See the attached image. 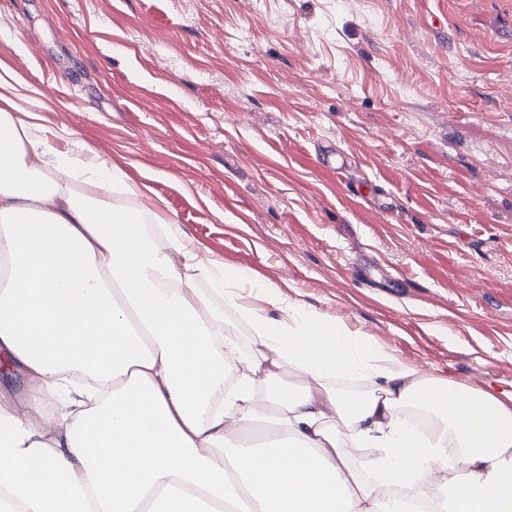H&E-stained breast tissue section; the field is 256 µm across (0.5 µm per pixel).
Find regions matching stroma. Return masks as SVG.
Listing matches in <instances>:
<instances>
[{
	"label": "stroma",
	"instance_id": "obj_1",
	"mask_svg": "<svg viewBox=\"0 0 512 512\" xmlns=\"http://www.w3.org/2000/svg\"><path fill=\"white\" fill-rule=\"evenodd\" d=\"M0 74L154 243L462 388L512 392V0H0ZM341 149L347 185L317 161ZM243 351L252 330L188 270Z\"/></svg>",
	"mask_w": 512,
	"mask_h": 512
}]
</instances>
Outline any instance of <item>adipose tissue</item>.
Wrapping results in <instances>:
<instances>
[{"instance_id": "adipose-tissue-1", "label": "adipose tissue", "mask_w": 512, "mask_h": 512, "mask_svg": "<svg viewBox=\"0 0 512 512\" xmlns=\"http://www.w3.org/2000/svg\"><path fill=\"white\" fill-rule=\"evenodd\" d=\"M0 75V352L28 382L0 391V512H512V394L461 390L179 242L131 237L110 174L80 142L52 152ZM239 307L238 347L182 270ZM279 303L281 316L242 306ZM302 376L293 387L283 365ZM363 377L368 393L337 381ZM67 394L62 412L47 401ZM264 402L261 443L246 435ZM437 423L424 434L401 410ZM376 448L360 468L350 459Z\"/></svg>"}]
</instances>
